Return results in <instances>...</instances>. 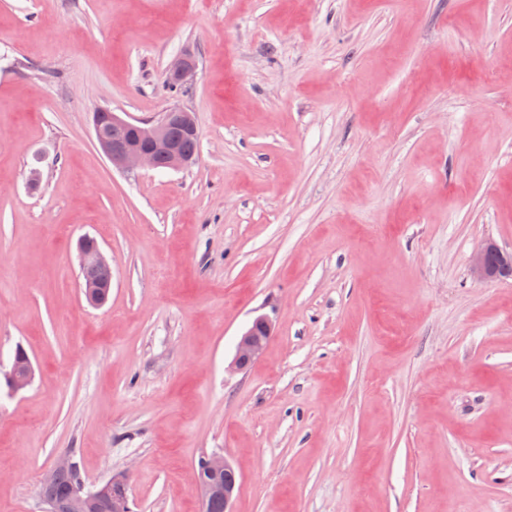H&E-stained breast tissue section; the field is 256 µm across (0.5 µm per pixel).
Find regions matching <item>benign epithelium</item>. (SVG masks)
I'll return each instance as SVG.
<instances>
[{"label": "benign epithelium", "instance_id": "obj_1", "mask_svg": "<svg viewBox=\"0 0 512 512\" xmlns=\"http://www.w3.org/2000/svg\"><path fill=\"white\" fill-rule=\"evenodd\" d=\"M196 61L190 54L178 57L168 69V80L184 85L193 76ZM180 126L192 138L199 136L192 113L181 108H170L156 123H133L119 114L102 110L93 116L94 139L103 155L112 166L122 170L139 167L155 169L159 156H164L166 167L179 169L193 163V156L182 151L180 144L170 138L169 127ZM80 268L83 271H97L101 277L84 279L80 283L85 300L91 306L100 305L102 298L112 287V267L100 246L84 235L78 240ZM472 273L479 281H488L512 273V260L505 257L494 243L478 248L472 257ZM272 320L266 314L256 316L251 326L242 334L236 350L234 367L242 369L255 360L263 351L271 333ZM7 389L17 393L30 385L33 379V365L29 358L21 357L11 361L7 368L0 367ZM236 472L232 465L219 453L202 457V466L196 470V484L202 502L218 495L224 498V512H232L231 502L236 489ZM75 498L87 505L104 507L107 512H130L127 480L123 475L112 476L96 490L85 488L81 479L72 486Z\"/></svg>", "mask_w": 512, "mask_h": 512}]
</instances>
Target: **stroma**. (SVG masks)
<instances>
[{
  "label": "stroma",
  "mask_w": 512,
  "mask_h": 512,
  "mask_svg": "<svg viewBox=\"0 0 512 512\" xmlns=\"http://www.w3.org/2000/svg\"><path fill=\"white\" fill-rule=\"evenodd\" d=\"M173 107L190 167L98 150L93 112ZM488 241L512 254V0H0V362L34 368L0 390V512H46L65 456L132 512H203L215 452L233 512H512ZM196 70V61L190 54L178 57L168 69L167 77L170 82L185 85ZM90 239L84 235L78 240L80 268L83 271H97L101 277L82 279L80 288L89 305L101 306L105 292L112 288V267L100 246L94 240L90 242ZM472 273L479 281H488L512 272L511 257L506 259L494 243H486L478 248L472 257ZM272 320L267 314L254 318L251 326L242 334L236 350L234 367L242 369L263 351L271 333ZM6 381L10 393H18L30 385L33 379V365L28 357L13 359L7 368L0 366L1 377ZM202 466L196 469V484L203 503L210 501L215 495L224 498L215 499L210 504V512H232L231 502L236 489V472L232 465L219 453H212L202 457ZM206 474L211 481L203 479Z\"/></svg>",
  "instance_id": "35a3bbf8"
}]
</instances>
